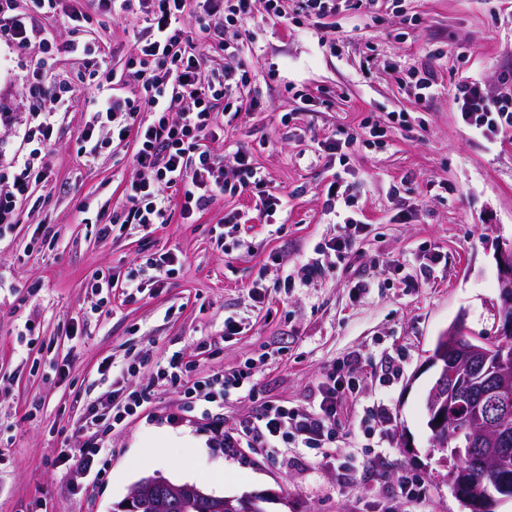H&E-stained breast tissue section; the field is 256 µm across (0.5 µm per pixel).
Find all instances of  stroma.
I'll return each mask as SVG.
<instances>
[{"mask_svg":"<svg viewBox=\"0 0 512 512\" xmlns=\"http://www.w3.org/2000/svg\"><path fill=\"white\" fill-rule=\"evenodd\" d=\"M242 27L253 42L234 65L247 82L229 91L238 111L225 113L214 149L250 150L283 197L281 223L258 216L257 194L228 193L205 213L100 240L98 211L118 205L139 172L128 147L79 161L82 92L59 118L51 178L34 187L19 223L0 231V512H114L148 476L217 497L267 494L266 512H468L429 441L423 398L433 373L424 364L456 321L473 337L495 334L497 255L512 243V127L491 140L474 135L452 96L475 78L493 95L512 81V0H373L330 25L293 11L276 18L255 0ZM140 28L116 19L92 24L90 35L120 71ZM437 48L443 58L432 57ZM35 56L0 42L1 188L33 106ZM412 67L431 70V99H416ZM373 126L385 136L372 143ZM331 136L351 141L343 162L320 149ZM340 171L344 199L331 216L323 203ZM231 210L250 220L216 242L213 228ZM339 215L365 232L348 259L325 256L322 277L301 282V265L340 232ZM167 251L184 263L162 286L132 297L116 287L105 305L88 286ZM358 281L365 291L354 292ZM256 282L259 309L249 296ZM230 315L240 334L225 335ZM177 351L195 377L253 365L254 397L224 398L229 428L268 400L309 409L319 379L353 355L361 390L343 403L331 448L282 447L257 459L217 448L201 421L167 422L188 401L154 378ZM391 361L399 375L386 386L379 378ZM107 362L135 363L126 386L146 400L138 416L100 432L112 459L86 486L63 457L85 441L75 430L84 409L112 390L100 370ZM375 405L388 422L371 415ZM406 472L424 483L419 500L400 496Z\"/></svg>","mask_w":512,"mask_h":512,"instance_id":"1","label":"stroma"}]
</instances>
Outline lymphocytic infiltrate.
Segmentation results:
<instances>
[{
    "mask_svg": "<svg viewBox=\"0 0 512 512\" xmlns=\"http://www.w3.org/2000/svg\"><path fill=\"white\" fill-rule=\"evenodd\" d=\"M62 2L31 0L26 8L20 0H0V39L22 51L35 44L45 53L53 50L83 56L86 83L94 89L92 109L86 112L81 130L79 155L83 163L92 162L102 145L119 146L135 140L133 161L142 178L122 206L113 209L106 232L119 233L131 224H166L176 213L189 218L206 211L226 192L237 190L259 191L262 214L272 218L282 200L267 192L266 176L253 165L249 151L236 150L227 165L213 148L219 139L218 110L235 79V70L229 65L218 72L207 69L182 27L187 6H194L212 22L225 59H235L244 41L224 40V26L250 14L252 0H94V9L101 16L137 15L144 23L126 67L118 75L109 67L102 45L74 40L57 45L48 21H62L72 30L90 21L83 10L63 7ZM117 78L127 85L126 95L109 94L108 88ZM27 91L40 98L41 104L28 116L22 136L25 151L13 161L11 188L0 193V224L5 226L18 223L21 206L33 186L49 180L56 116L67 111L77 95L68 76L48 78L40 60L33 65ZM454 103L464 123L482 136L512 126V88L492 96L480 82L463 83L455 90ZM253 376L249 368L215 373L195 380L185 393L203 401L201 417L219 447L258 457L275 452L281 444L321 448L334 441L340 426L339 410L357 387L355 379L331 373L318 381L312 410L299 411L267 401L245 426L225 427L221 415L225 395L233 390L253 394ZM140 400V395L132 392L86 409L77 427L87 438L75 462L77 472L85 476L99 473L112 453L98 439L99 428L116 427L134 416Z\"/></svg>",
    "mask_w": 512,
    "mask_h": 512,
    "instance_id": "1",
    "label": "lymphocytic infiltrate"
}]
</instances>
